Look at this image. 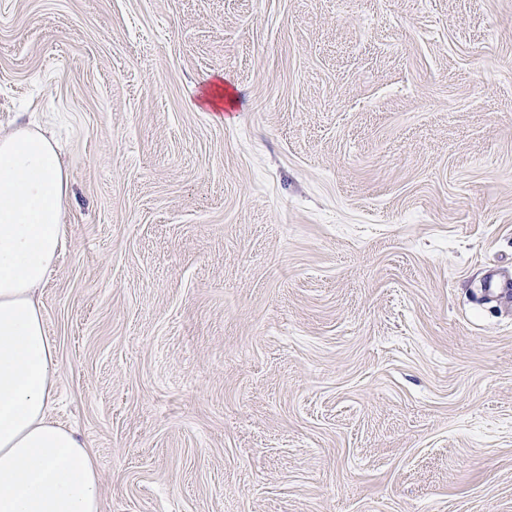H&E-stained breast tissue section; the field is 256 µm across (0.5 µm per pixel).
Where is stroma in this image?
I'll list each match as a JSON object with an SVG mask.
<instances>
[{
  "label": "stroma",
  "instance_id": "obj_1",
  "mask_svg": "<svg viewBox=\"0 0 512 512\" xmlns=\"http://www.w3.org/2000/svg\"><path fill=\"white\" fill-rule=\"evenodd\" d=\"M22 127L101 512H512V0H0Z\"/></svg>",
  "mask_w": 512,
  "mask_h": 512
}]
</instances>
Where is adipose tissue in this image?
I'll list each match as a JSON object with an SVG mask.
<instances>
[{
	"instance_id": "obj_1",
	"label": "adipose tissue",
	"mask_w": 512,
	"mask_h": 512,
	"mask_svg": "<svg viewBox=\"0 0 512 512\" xmlns=\"http://www.w3.org/2000/svg\"><path fill=\"white\" fill-rule=\"evenodd\" d=\"M67 191L49 138L0 137V512H101L96 462L50 413L57 363L40 290Z\"/></svg>"
}]
</instances>
